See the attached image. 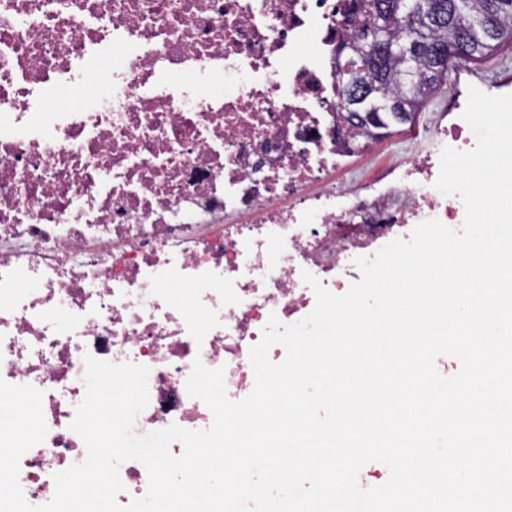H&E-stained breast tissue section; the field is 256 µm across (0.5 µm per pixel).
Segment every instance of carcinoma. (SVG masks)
Segmentation results:
<instances>
[{
  "label": "carcinoma",
  "instance_id": "1",
  "mask_svg": "<svg viewBox=\"0 0 512 512\" xmlns=\"http://www.w3.org/2000/svg\"><path fill=\"white\" fill-rule=\"evenodd\" d=\"M358 18L341 42L352 79L382 109L356 130L373 139L413 122L448 83L450 67L487 58L512 41V0H352Z\"/></svg>",
  "mask_w": 512,
  "mask_h": 512
}]
</instances>
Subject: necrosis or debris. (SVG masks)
I'll return each instance as SVG.
<instances>
[{
	"label": "necrosis or debris",
	"instance_id": "4bbe7bcc",
	"mask_svg": "<svg viewBox=\"0 0 512 512\" xmlns=\"http://www.w3.org/2000/svg\"><path fill=\"white\" fill-rule=\"evenodd\" d=\"M349 0H0V379L43 394V443L20 460L28 503L83 461L70 424L85 356L149 367L134 429L209 428L194 360L254 387L269 317L341 294L422 221L461 228L434 187L440 150H469L461 112L436 147L351 185L336 50ZM92 78L60 112L52 93Z\"/></svg>",
	"mask_w": 512,
	"mask_h": 512
}]
</instances>
